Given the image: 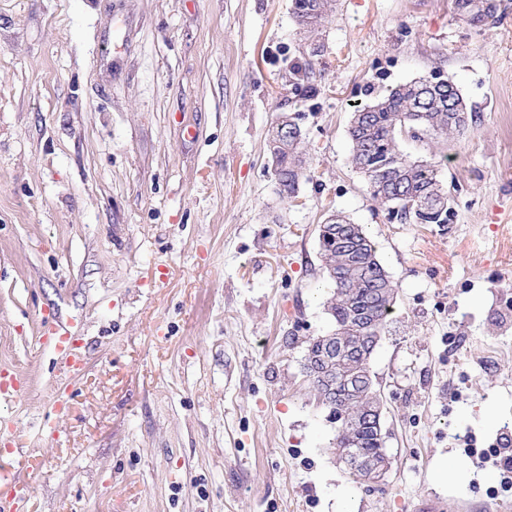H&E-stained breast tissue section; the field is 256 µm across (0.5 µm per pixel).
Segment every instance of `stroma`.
I'll list each match as a JSON object with an SVG mask.
<instances>
[{
  "instance_id": "stroma-1",
  "label": "stroma",
  "mask_w": 512,
  "mask_h": 512,
  "mask_svg": "<svg viewBox=\"0 0 512 512\" xmlns=\"http://www.w3.org/2000/svg\"><path fill=\"white\" fill-rule=\"evenodd\" d=\"M291 8L0 0V375L22 385L0 395V482L31 484L29 512H512L467 453L512 428V0L486 30L450 0H337L314 31ZM434 71L473 121L400 145L443 154L442 228L390 218L347 136L356 105ZM283 116L305 137L296 202L269 161ZM334 211L398 288L371 360L391 457L373 489L301 370L332 328ZM58 321L84 358L68 379L38 341Z\"/></svg>"
}]
</instances>
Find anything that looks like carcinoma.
<instances>
[{"instance_id": "carcinoma-1", "label": "carcinoma", "mask_w": 512, "mask_h": 512, "mask_svg": "<svg viewBox=\"0 0 512 512\" xmlns=\"http://www.w3.org/2000/svg\"><path fill=\"white\" fill-rule=\"evenodd\" d=\"M459 19L482 29L494 24L496 0H452ZM336 9V0H293L299 25L313 29ZM473 121L457 85L435 75L398 84L373 101L358 105L348 126L350 163L361 173L372 197L388 212L411 224L448 223L450 195L439 179L435 161L414 160L399 146L432 136L445 140L462 133ZM272 165L280 193L298 196L303 176L304 137L291 120L288 131H270ZM319 257L331 292L326 311L331 333L344 339L350 352L336 351L328 375L336 380V398L325 401L320 377H309L318 403L336 424V448L346 452L344 463L353 481L362 485L389 466L385 433L375 426L352 425L362 407L381 397L370 360L375 351L369 337L384 331L396 300V286L380 262L362 225L341 213L319 225Z\"/></svg>"}]
</instances>
